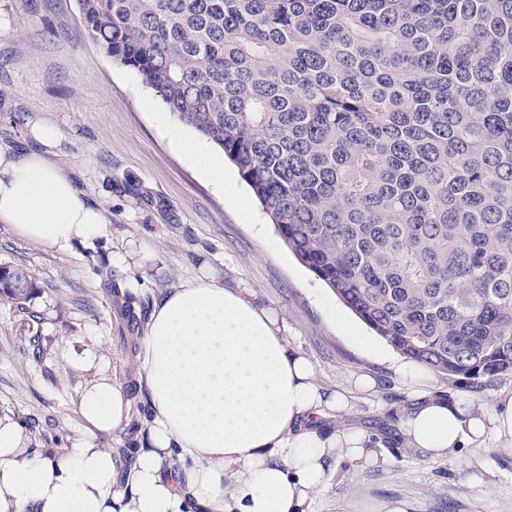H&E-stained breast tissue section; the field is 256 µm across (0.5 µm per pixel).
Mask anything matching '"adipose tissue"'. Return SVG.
<instances>
[{"label":"adipose tissue","instance_id":"obj_1","mask_svg":"<svg viewBox=\"0 0 512 512\" xmlns=\"http://www.w3.org/2000/svg\"><path fill=\"white\" fill-rule=\"evenodd\" d=\"M57 136L40 126V150L0 153V223L69 250L106 236L110 220L48 157ZM137 364L147 440L130 458L94 443L129 421L122 386L106 377L83 390L88 433L63 454L31 450L24 428L0 418V512H315L335 455L379 459L360 429L319 431L320 419L347 410L345 394L317 383L269 310L215 278L183 280L154 301ZM490 429L512 445V390L488 416L428 394L400 415L404 444L431 458L481 447Z\"/></svg>","mask_w":512,"mask_h":512}]
</instances>
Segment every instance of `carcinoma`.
Returning <instances> with one entry per match:
<instances>
[{
  "label": "carcinoma",
  "instance_id": "cac0c4a2",
  "mask_svg": "<svg viewBox=\"0 0 512 512\" xmlns=\"http://www.w3.org/2000/svg\"><path fill=\"white\" fill-rule=\"evenodd\" d=\"M77 6L400 356L476 390L512 374V0ZM36 290L0 268L33 322Z\"/></svg>",
  "mask_w": 512,
  "mask_h": 512
}]
</instances>
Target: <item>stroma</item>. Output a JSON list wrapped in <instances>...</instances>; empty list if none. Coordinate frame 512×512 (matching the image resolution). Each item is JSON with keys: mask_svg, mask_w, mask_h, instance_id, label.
Instances as JSON below:
<instances>
[{"mask_svg": "<svg viewBox=\"0 0 512 512\" xmlns=\"http://www.w3.org/2000/svg\"><path fill=\"white\" fill-rule=\"evenodd\" d=\"M163 109L136 72L82 38L76 0H0V144L33 150V127L56 126L54 161L111 220L106 237L69 251L0 223V265L28 268L38 285L37 322L0 305V418L24 425L31 448L60 454L87 432L78 400L90 383L109 377L140 403L131 339L163 290L212 276L249 290L318 382L345 392L348 410L325 427L356 425L384 444L372 466L337 457L346 478L331 483L318 512H376L397 499L413 512H512V447L493 434L438 459L397 439V414L416 393L488 412L512 390V375L480 392L433 374L404 379L408 360L296 260L236 167L225 163L223 185L214 184L159 124ZM120 288L135 289L134 314ZM358 375L372 377L374 390L359 391Z\"/></svg>", "mask_w": 512, "mask_h": 512, "instance_id": "35a3bbf8", "label": "stroma"}]
</instances>
